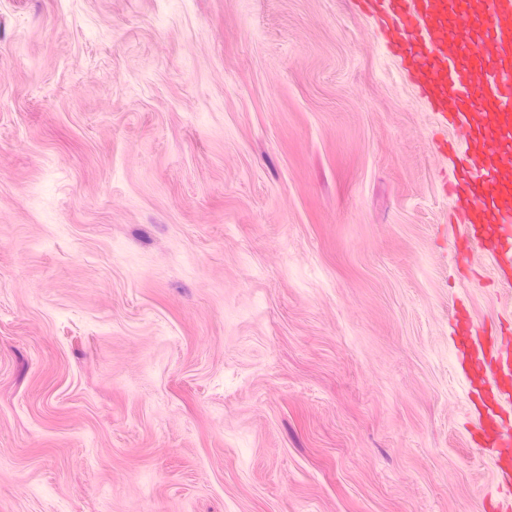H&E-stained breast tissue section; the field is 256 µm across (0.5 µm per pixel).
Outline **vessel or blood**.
<instances>
[{
    "instance_id": "obj_1",
    "label": "vessel or blood",
    "mask_w": 512,
    "mask_h": 512,
    "mask_svg": "<svg viewBox=\"0 0 512 512\" xmlns=\"http://www.w3.org/2000/svg\"><path fill=\"white\" fill-rule=\"evenodd\" d=\"M430 107L460 136L455 206L464 233L496 258L512 256V0H369ZM471 371L512 397V360L490 337L464 331ZM489 448L512 446V427L479 424Z\"/></svg>"
}]
</instances>
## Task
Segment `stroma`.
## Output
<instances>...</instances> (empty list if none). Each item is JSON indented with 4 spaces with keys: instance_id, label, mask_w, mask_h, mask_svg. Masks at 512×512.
Wrapping results in <instances>:
<instances>
[{
    "instance_id": "stroma-1",
    "label": "stroma",
    "mask_w": 512,
    "mask_h": 512,
    "mask_svg": "<svg viewBox=\"0 0 512 512\" xmlns=\"http://www.w3.org/2000/svg\"><path fill=\"white\" fill-rule=\"evenodd\" d=\"M455 138L352 0H0V512H504ZM476 434L480 436L487 448H511L512 427L490 426L480 422L476 428Z\"/></svg>"
}]
</instances>
